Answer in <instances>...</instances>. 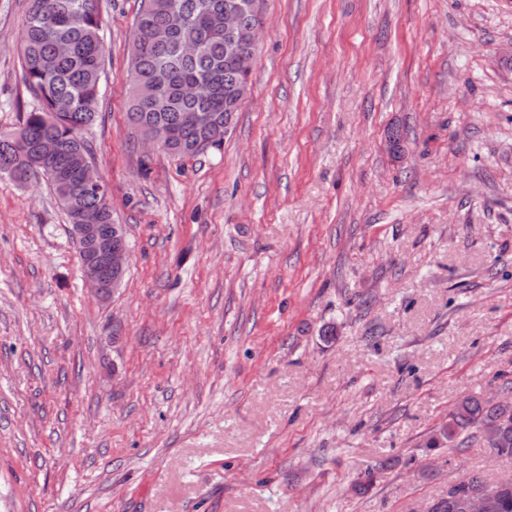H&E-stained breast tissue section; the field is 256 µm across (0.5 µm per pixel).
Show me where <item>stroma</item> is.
I'll return each instance as SVG.
<instances>
[{
	"label": "stroma",
	"mask_w": 512,
	"mask_h": 512,
	"mask_svg": "<svg viewBox=\"0 0 512 512\" xmlns=\"http://www.w3.org/2000/svg\"><path fill=\"white\" fill-rule=\"evenodd\" d=\"M100 4L84 137L131 261L96 298L47 183L0 176V512H425L512 476L426 446L512 379V0H263L247 103L183 159L127 123L140 0Z\"/></svg>",
	"instance_id": "stroma-1"
}]
</instances>
